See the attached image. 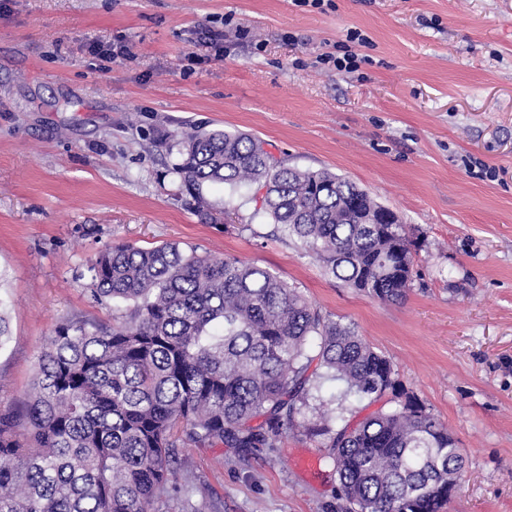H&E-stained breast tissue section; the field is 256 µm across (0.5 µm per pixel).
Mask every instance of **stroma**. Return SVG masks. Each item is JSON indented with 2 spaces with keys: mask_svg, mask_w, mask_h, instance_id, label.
Instances as JSON below:
<instances>
[{
  "mask_svg": "<svg viewBox=\"0 0 512 512\" xmlns=\"http://www.w3.org/2000/svg\"><path fill=\"white\" fill-rule=\"evenodd\" d=\"M207 26L223 59L198 44ZM351 29L368 39L356 71L321 64ZM192 127L251 134L394 211L421 243L406 299L327 276L252 185L205 187L229 215L201 223L175 172ZM165 242L267 268L354 324L458 441L447 512H512V0H0V406L32 394L60 324H111L101 252ZM327 455L302 432L180 449L196 490L160 512H336Z\"/></svg>",
  "mask_w": 512,
  "mask_h": 512,
  "instance_id": "obj_1",
  "label": "stroma"
}]
</instances>
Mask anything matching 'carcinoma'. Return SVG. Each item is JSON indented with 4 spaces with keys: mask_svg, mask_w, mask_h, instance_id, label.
<instances>
[{
    "mask_svg": "<svg viewBox=\"0 0 512 512\" xmlns=\"http://www.w3.org/2000/svg\"><path fill=\"white\" fill-rule=\"evenodd\" d=\"M175 172L205 224L221 217L206 183L249 182L262 209L325 273L384 303L410 291L419 248L355 182L277 165L254 138L183 132ZM96 295L125 302L110 326L61 324L41 352L35 392L0 408V512H156L190 497L187 445L272 448L304 428L327 437L343 512H442L463 472L457 440L400 390L391 361L356 327L322 315L272 271L177 243L112 245L92 267ZM326 382L342 398L397 404L336 427ZM322 423L301 421L309 400Z\"/></svg>",
    "mask_w": 512,
    "mask_h": 512,
    "instance_id": "1",
    "label": "carcinoma"
}]
</instances>
